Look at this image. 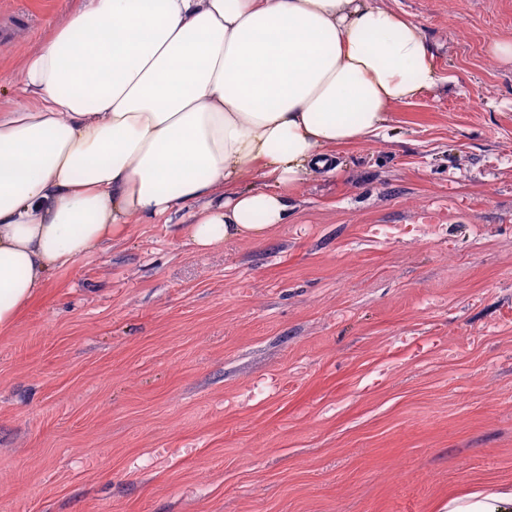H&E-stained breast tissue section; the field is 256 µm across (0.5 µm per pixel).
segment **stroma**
Instances as JSON below:
<instances>
[{
	"instance_id": "obj_1",
	"label": "stroma",
	"mask_w": 512,
	"mask_h": 512,
	"mask_svg": "<svg viewBox=\"0 0 512 512\" xmlns=\"http://www.w3.org/2000/svg\"><path fill=\"white\" fill-rule=\"evenodd\" d=\"M441 75L198 250L132 218L0 331V512H445L512 489V0H378ZM79 0H0V107Z\"/></svg>"
}]
</instances>
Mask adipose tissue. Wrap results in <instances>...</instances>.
Returning <instances> with one entry per match:
<instances>
[{"label":"adipose tissue","instance_id":"obj_1","mask_svg":"<svg viewBox=\"0 0 512 512\" xmlns=\"http://www.w3.org/2000/svg\"><path fill=\"white\" fill-rule=\"evenodd\" d=\"M22 73L0 109V331L130 217L196 203L197 248L263 238L286 189L443 80L376 0H80Z\"/></svg>","mask_w":512,"mask_h":512}]
</instances>
